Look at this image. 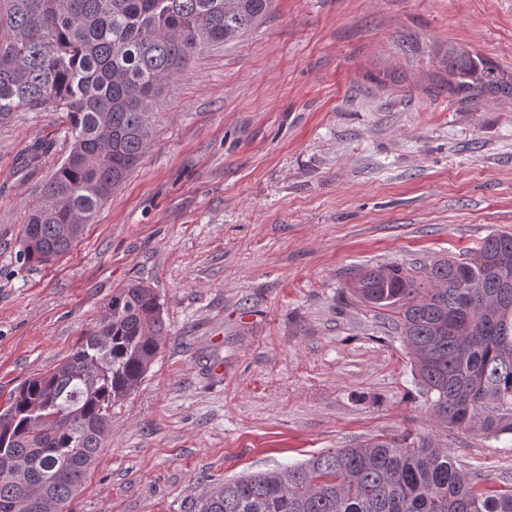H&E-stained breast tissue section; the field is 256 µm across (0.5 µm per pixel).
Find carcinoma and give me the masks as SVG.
<instances>
[{
	"label": "carcinoma",
	"mask_w": 512,
	"mask_h": 512,
	"mask_svg": "<svg viewBox=\"0 0 512 512\" xmlns=\"http://www.w3.org/2000/svg\"><path fill=\"white\" fill-rule=\"evenodd\" d=\"M273 0H0V124L48 106L66 113L70 151L23 226L32 264L69 253L152 136L162 84L200 50L241 38ZM451 93L512 99V72L467 50L448 54ZM54 146H28L20 165ZM353 294L394 314L438 420L512 434L496 414L512 405V234L487 236L473 258L359 270ZM167 334L159 299L132 281L44 376L26 380L0 411V449L21 464L0 474V512H54L80 490L112 406L131 395ZM195 512H512V489L479 488L440 448L371 440L231 479Z\"/></svg>",
	"instance_id": "carcinoma-1"
}]
</instances>
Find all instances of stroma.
Instances as JSON below:
<instances>
[{
	"label": "stroma",
	"instance_id": "1",
	"mask_svg": "<svg viewBox=\"0 0 512 512\" xmlns=\"http://www.w3.org/2000/svg\"><path fill=\"white\" fill-rule=\"evenodd\" d=\"M274 5L165 84L137 166L50 263L20 240L70 150L65 115L0 125V408L131 280L168 330L69 512H194L226 479L379 436L512 487V434L438 421L388 313L348 288L356 269L463 260L512 233V100L434 90L453 48L512 72V0Z\"/></svg>",
	"mask_w": 512,
	"mask_h": 512
}]
</instances>
